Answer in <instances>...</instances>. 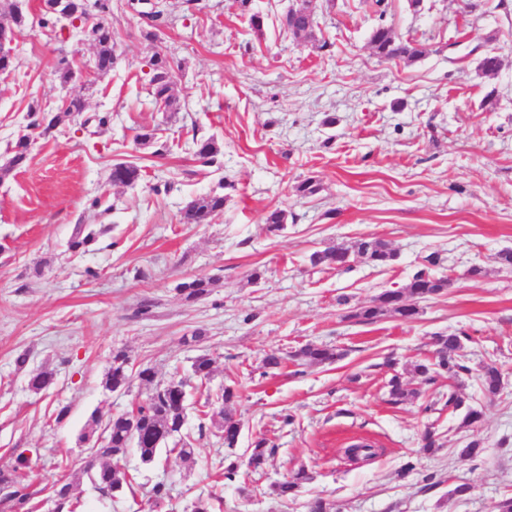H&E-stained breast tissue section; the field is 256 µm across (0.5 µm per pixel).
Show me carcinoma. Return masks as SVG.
Segmentation results:
<instances>
[{
	"label": "carcinoma",
	"mask_w": 512,
	"mask_h": 512,
	"mask_svg": "<svg viewBox=\"0 0 512 512\" xmlns=\"http://www.w3.org/2000/svg\"><path fill=\"white\" fill-rule=\"evenodd\" d=\"M379 23L372 30L369 44L373 54L380 59L392 60L402 58L415 61L426 54V47L412 38L398 37L393 28L386 23L387 4L385 0H375ZM315 16L300 17L294 21L285 22L287 30L296 38L313 39ZM26 25V18L22 11L12 0H0V27L4 26L13 31H19ZM89 41L94 48L95 70L105 74L112 70L117 62L116 43L112 36V25L107 21L97 23ZM152 76L149 80V92L157 102L164 104V109L172 110L177 106V98L172 93V65L168 58L154 52L150 58ZM85 109V102L80 97H73L55 113H49L35 106L31 111L37 114L34 126L40 129V135L47 136L56 129L63 118L74 113H81ZM194 155L203 167H211L223 154L222 147L213 137L193 139ZM29 145L24 138L17 139L12 156L5 166L0 168V174L7 175L12 170L22 166L28 159ZM112 184L115 186H131L141 178L139 166L128 162H115L110 171ZM228 196L221 193L210 192L189 200L180 210L179 223L206 224L209 219L224 211ZM288 210L273 208L266 212L264 224L271 233L281 232L288 224ZM96 240L94 231H87L83 225H75L74 233L68 241V250L72 252L84 251ZM357 252L369 262L382 266L394 258L389 245L380 240H364L357 244ZM349 255V248L332 246L311 254L310 262L314 266L326 265L344 267L343 260ZM215 278L194 277L181 284L179 289L187 300H200L210 294ZM448 287V282L437 278L427 270L416 272L405 288L401 290H386L376 296L370 303L358 308L350 314V318L358 323L371 324L378 318L390 314L404 321H411L419 314L418 303L426 301L439 294ZM466 334L438 335L434 339L438 349L436 354L413 365V372L431 381L434 375L447 372L455 377L468 375L471 372L460 351ZM341 357L337 349L327 345L306 344L299 348L293 358L302 365H322L332 363ZM133 368L127 354L118 350L112 354V361L105 377V387L109 390L130 387L132 379L138 378L145 386L146 398L137 402L133 413H124L111 416L106 422L98 418L92 419L91 432L82 436V440L92 443L91 452L94 459L100 461L99 465L91 464L82 474L103 495L113 498L125 490H133V479L129 478L125 470L118 466V461L126 453L130 443H135L144 464L155 461L161 450V445L184 426L185 399L187 391L184 382L157 384L155 373L150 367H143L132 375ZM54 382V373L40 370L31 374L29 386L34 391L48 389ZM483 391L495 395L500 391L501 380L498 369L488 366L481 377ZM390 402L399 404L412 394L398 375H394L388 382ZM237 387L228 385L216 394V400L222 402L223 411L220 413L224 445L233 449L237 446L240 436L239 423L231 413V407L239 398ZM103 426L101 436L96 438L97 426ZM265 442H256L247 458V467L254 470L260 468L266 460L268 449ZM309 479L307 471L300 468L288 480L274 485V491L280 496H289L295 493L301 483ZM0 488L6 491V499L14 502L17 512H34L31 504L34 492L31 484L27 483V475L14 469L10 472L0 470ZM51 490L60 501V507L73 510L77 507L78 498L74 497L75 485L73 482L53 483Z\"/></svg>",
	"instance_id": "1"
}]
</instances>
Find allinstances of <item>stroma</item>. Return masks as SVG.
I'll return each mask as SVG.
<instances>
[{"instance_id":"stroma-1","label":"stroma","mask_w":512,"mask_h":512,"mask_svg":"<svg viewBox=\"0 0 512 512\" xmlns=\"http://www.w3.org/2000/svg\"><path fill=\"white\" fill-rule=\"evenodd\" d=\"M387 0L399 37H416L427 53L414 62L373 55L378 23L372 0H334L320 13L316 38H294L281 26L290 0H252L263 18L252 29L237 0H163V22L129 9L127 0H98L94 19L112 26L120 59L108 74L84 71L90 44L62 37L43 23L39 0H23L26 26L15 40L16 67L0 76V165L30 121L29 108L84 99V115L66 118L38 137L29 159L0 180V469L24 461L38 512H57L48 485L79 479L80 512H190L198 496L214 512H308L323 498L331 512H494L512 496V0ZM328 48H319V41ZM174 60L175 112L149 94L148 61L156 48ZM501 59L486 75L487 50ZM68 56L77 76L54 74ZM156 129L168 152L136 144L140 128ZM216 137L224 154L201 169L193 137ZM136 163L132 186L108 179L114 161ZM313 180L316 190L294 187ZM234 183L222 213L206 224H182L190 198ZM295 215L280 234L262 221L272 208ZM78 224L95 242L68 251ZM378 238L395 253L377 267L351 254L348 268L312 266L313 252ZM441 294L420 303L414 320L384 316L361 324L349 313L386 290L403 287L425 259ZM259 280H252V273ZM211 276L217 283L197 302L180 283ZM149 315H139L144 302ZM202 342H191L195 331ZM466 332L468 375L429 382L412 373L432 355L436 335ZM314 343L341 359L301 366L290 354ZM155 381H189L183 436L193 461L160 454L144 465L136 448L123 463L133 489L105 499L88 480L92 459L81 433L92 418L130 410L146 395L105 388L115 351ZM272 351L286 361L264 371ZM28 353L26 370L15 359ZM208 355L207 381L191 376ZM492 364L502 373L496 396L481 390ZM47 369L54 385L36 392L32 372ZM400 375L410 389L389 402L387 383ZM241 396L233 410L236 448L200 410L228 384ZM482 412L464 423L449 391ZM433 431L438 446L423 449ZM480 440L483 451L459 460L457 448ZM274 453L255 471L229 481L217 462L247 457L257 441ZM374 445L375 458L349 460L352 441ZM413 471H406V464ZM309 479L280 498L273 484L298 468ZM431 475L432 487L422 478ZM165 484L160 510L152 488ZM469 492L455 496L454 488Z\"/></svg>"}]
</instances>
